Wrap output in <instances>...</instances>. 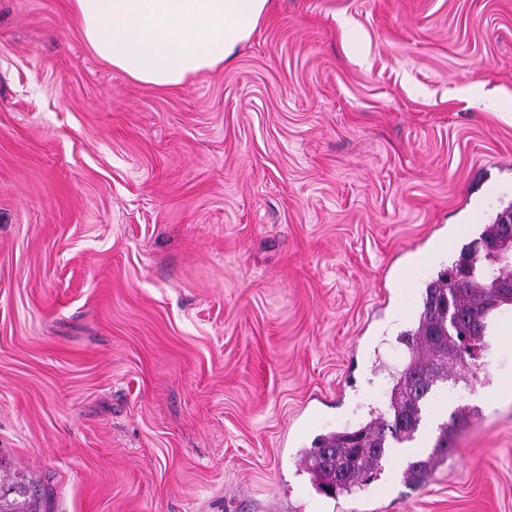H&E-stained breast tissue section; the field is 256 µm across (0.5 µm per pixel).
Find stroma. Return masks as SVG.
Returning a JSON list of instances; mask_svg holds the SVG:
<instances>
[{
    "instance_id": "obj_1",
    "label": "stroma",
    "mask_w": 512,
    "mask_h": 512,
    "mask_svg": "<svg viewBox=\"0 0 512 512\" xmlns=\"http://www.w3.org/2000/svg\"><path fill=\"white\" fill-rule=\"evenodd\" d=\"M512 204V0H270L172 87L0 0V481L43 512H512V309L424 487L300 462L387 410L427 281ZM452 250L440 252L442 243Z\"/></svg>"
}]
</instances>
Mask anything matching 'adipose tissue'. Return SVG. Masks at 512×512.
<instances>
[{"label":"adipose tissue","instance_id":"adipose-tissue-1","mask_svg":"<svg viewBox=\"0 0 512 512\" xmlns=\"http://www.w3.org/2000/svg\"><path fill=\"white\" fill-rule=\"evenodd\" d=\"M93 52L133 79L173 86L222 66L268 0H72Z\"/></svg>","mask_w":512,"mask_h":512}]
</instances>
